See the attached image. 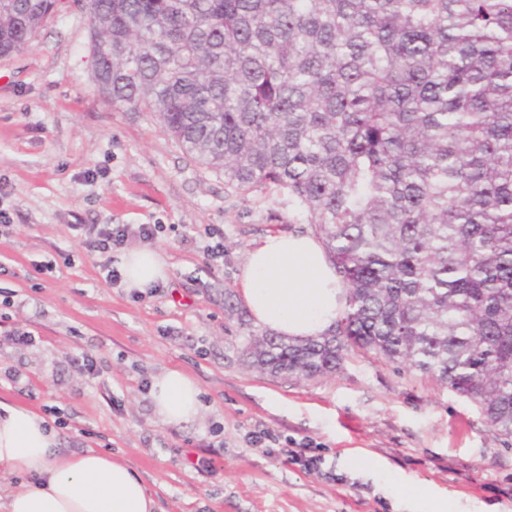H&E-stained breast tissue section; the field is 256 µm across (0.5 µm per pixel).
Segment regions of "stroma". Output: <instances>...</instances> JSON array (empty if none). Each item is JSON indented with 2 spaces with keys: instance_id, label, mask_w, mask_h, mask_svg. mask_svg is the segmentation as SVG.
<instances>
[{
  "instance_id": "stroma-1",
  "label": "stroma",
  "mask_w": 512,
  "mask_h": 512,
  "mask_svg": "<svg viewBox=\"0 0 512 512\" xmlns=\"http://www.w3.org/2000/svg\"><path fill=\"white\" fill-rule=\"evenodd\" d=\"M90 22L62 0L22 52L0 57V287L30 346L0 341V399L57 411L59 453L126 463L158 512H415L418 487L450 512H512V440L434 377L349 352L313 380L253 368L265 335L241 303L244 258L293 232L286 195L239 194L191 160L149 112L113 110L93 78ZM82 224H160L159 291L107 284ZM224 257L205 254L206 226ZM98 358L95 374L73 356ZM169 368L200 389L202 414L164 424L144 384ZM269 430L278 444L252 445ZM212 459L214 471L193 468Z\"/></svg>"
}]
</instances>
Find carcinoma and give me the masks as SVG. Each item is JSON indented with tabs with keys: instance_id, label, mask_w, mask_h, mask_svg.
Here are the masks:
<instances>
[{
	"instance_id": "carcinoma-1",
	"label": "carcinoma",
	"mask_w": 512,
	"mask_h": 512,
	"mask_svg": "<svg viewBox=\"0 0 512 512\" xmlns=\"http://www.w3.org/2000/svg\"><path fill=\"white\" fill-rule=\"evenodd\" d=\"M61 0H0V56ZM115 110L151 112L242 193H288L341 277L326 334L247 344L262 372L360 350L434 376L512 438V0H87Z\"/></svg>"
}]
</instances>
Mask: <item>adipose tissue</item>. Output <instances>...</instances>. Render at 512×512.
I'll use <instances>...</instances> for the list:
<instances>
[{"mask_svg":"<svg viewBox=\"0 0 512 512\" xmlns=\"http://www.w3.org/2000/svg\"><path fill=\"white\" fill-rule=\"evenodd\" d=\"M120 269L129 288H146L165 276L158 254L147 248L128 251ZM341 295L340 277L312 232L270 233L246 254L239 298L257 324L280 335H324L339 316ZM199 395L177 369L156 377L150 392L166 424L196 418ZM57 445L45 418L0 401V472L38 477L7 495L6 512H156V500L126 464L93 449L64 456Z\"/></svg>","mask_w":512,"mask_h":512,"instance_id":"ef3b65f1","label":"adipose tissue"}]
</instances>
